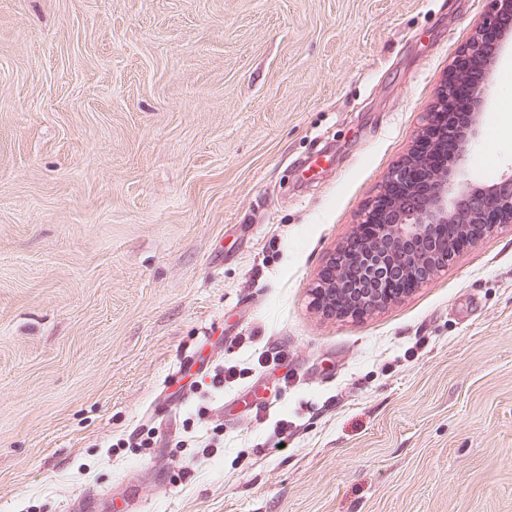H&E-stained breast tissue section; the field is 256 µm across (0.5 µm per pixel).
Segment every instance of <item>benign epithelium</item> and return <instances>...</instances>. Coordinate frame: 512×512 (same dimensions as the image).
Returning a JSON list of instances; mask_svg holds the SVG:
<instances>
[{"instance_id":"obj_1","label":"benign epithelium","mask_w":512,"mask_h":512,"mask_svg":"<svg viewBox=\"0 0 512 512\" xmlns=\"http://www.w3.org/2000/svg\"><path fill=\"white\" fill-rule=\"evenodd\" d=\"M493 12L483 29L512 25V0H492ZM468 57L482 66L480 78L472 86L477 112L470 125L457 129L450 125H436L437 114H430L421 133L432 139L448 141V156L439 160L431 156H417L397 166L388 175L384 190L393 194L387 205L392 212L373 220L377 241L368 246L358 258L360 274L370 288L362 299L371 311L378 310L380 291L386 268L399 267L414 277L428 280L445 263H437L424 256L402 252L398 245L411 239H420L437 224H452L459 230L476 234L478 240L491 238L503 227L512 228V166L500 176L482 185L474 184L468 177L466 162L472 145L482 137L481 111L487 103L488 76L497 62L496 51L488 49L483 39L476 38L468 48ZM430 167L433 170L428 196L418 205L412 203L413 183L410 168ZM327 278L319 279L313 288L314 304L324 309L336 294V269L325 266Z\"/></svg>"}]
</instances>
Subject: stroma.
Instances as JSON below:
<instances>
[{"instance_id": "35a3bbf8", "label": "stroma", "mask_w": 512, "mask_h": 512, "mask_svg": "<svg viewBox=\"0 0 512 512\" xmlns=\"http://www.w3.org/2000/svg\"><path fill=\"white\" fill-rule=\"evenodd\" d=\"M491 11L0 0V512H512V230L360 319L311 295ZM489 84L481 183L512 50Z\"/></svg>"}]
</instances>
